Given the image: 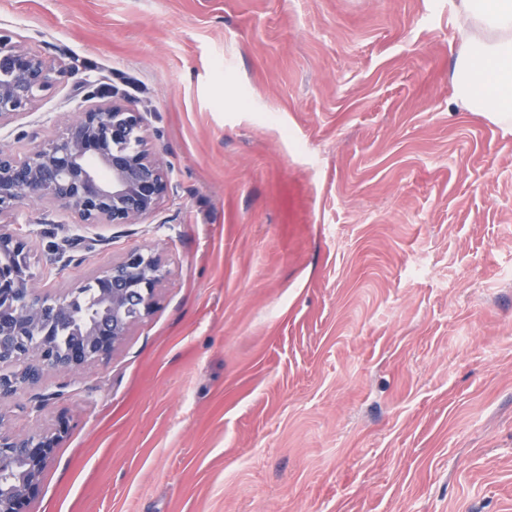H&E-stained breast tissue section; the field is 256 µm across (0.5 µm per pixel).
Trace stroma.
<instances>
[{"label":"stroma","instance_id":"obj_1","mask_svg":"<svg viewBox=\"0 0 512 512\" xmlns=\"http://www.w3.org/2000/svg\"><path fill=\"white\" fill-rule=\"evenodd\" d=\"M64 68L0 125L140 112L168 190L137 224L23 202L38 293L134 249L150 314L0 424L69 431L29 512H512V125L452 105V0H0Z\"/></svg>","mask_w":512,"mask_h":512}]
</instances>
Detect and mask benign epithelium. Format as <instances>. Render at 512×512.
<instances>
[{
	"label": "benign epithelium",
	"instance_id": "obj_1",
	"mask_svg": "<svg viewBox=\"0 0 512 512\" xmlns=\"http://www.w3.org/2000/svg\"><path fill=\"white\" fill-rule=\"evenodd\" d=\"M64 70L42 55L0 34V125L23 112ZM66 131L22 158L0 149V219L19 204L50 200L75 214L81 224H135L156 209L167 189L165 172L147 147L143 118L126 106L107 102L80 105ZM138 134L140 143L127 151L110 145ZM16 255L19 266L0 271V399L34 383L44 366L77 371L103 358L119 344L134 322L149 313L155 289L166 270L149 249H134L99 275L100 303L87 313L74 299L53 300L34 293L26 243L19 231L0 230V253ZM65 324L80 325L82 335L66 352L51 336ZM24 330L34 339L15 355L13 336ZM55 428L19 437L0 430V512H28L40 492L41 476L63 434Z\"/></svg>",
	"mask_w": 512,
	"mask_h": 512
}]
</instances>
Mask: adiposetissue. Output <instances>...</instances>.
<instances>
[{"label": "adipose tissue", "mask_w": 512, "mask_h": 512, "mask_svg": "<svg viewBox=\"0 0 512 512\" xmlns=\"http://www.w3.org/2000/svg\"><path fill=\"white\" fill-rule=\"evenodd\" d=\"M453 102L512 120V0H456Z\"/></svg>", "instance_id": "ef3b65f1"}]
</instances>
